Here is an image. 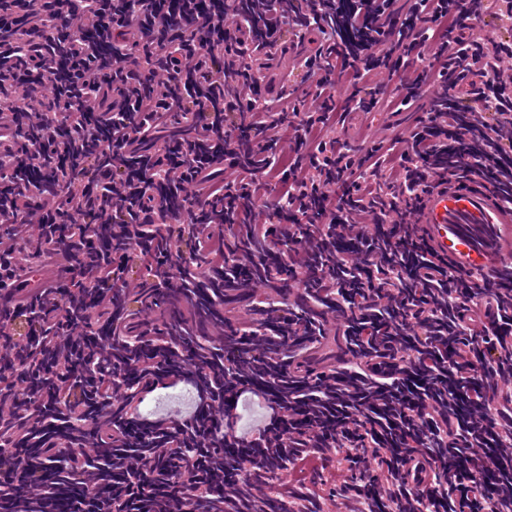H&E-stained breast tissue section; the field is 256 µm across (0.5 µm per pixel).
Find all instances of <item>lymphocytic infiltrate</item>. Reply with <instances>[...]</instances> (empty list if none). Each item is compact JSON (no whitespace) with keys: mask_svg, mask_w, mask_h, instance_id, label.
Listing matches in <instances>:
<instances>
[{"mask_svg":"<svg viewBox=\"0 0 512 512\" xmlns=\"http://www.w3.org/2000/svg\"><path fill=\"white\" fill-rule=\"evenodd\" d=\"M280 2L0 0V505L512 512V288L408 231L450 171L512 207V39L470 36L480 0ZM287 30L318 44L308 104L259 90ZM377 106L421 116L337 135ZM30 265L63 274L18 292ZM190 269L226 275L223 360L181 352L196 316L161 319ZM175 389L192 406L141 413Z\"/></svg>","mask_w":512,"mask_h":512,"instance_id":"f902f5d3","label":"lymphocytic infiltrate"}]
</instances>
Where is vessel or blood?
<instances>
[{
  "label": "vessel or blood",
  "instance_id": "b4317fda",
  "mask_svg": "<svg viewBox=\"0 0 512 512\" xmlns=\"http://www.w3.org/2000/svg\"><path fill=\"white\" fill-rule=\"evenodd\" d=\"M413 230L457 271L512 273V208L482 180L463 184L445 176L425 197Z\"/></svg>",
  "mask_w": 512,
  "mask_h": 512
}]
</instances>
